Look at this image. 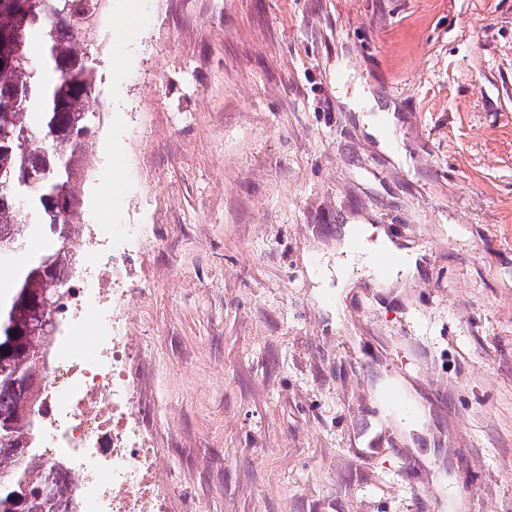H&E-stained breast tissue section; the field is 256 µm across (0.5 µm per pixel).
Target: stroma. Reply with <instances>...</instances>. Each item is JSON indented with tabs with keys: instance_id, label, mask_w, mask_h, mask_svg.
<instances>
[{
	"instance_id": "1",
	"label": "stroma",
	"mask_w": 512,
	"mask_h": 512,
	"mask_svg": "<svg viewBox=\"0 0 512 512\" xmlns=\"http://www.w3.org/2000/svg\"><path fill=\"white\" fill-rule=\"evenodd\" d=\"M128 3L90 48L133 147L93 218L153 227L137 370L175 512H512V0ZM349 224L413 276L337 280ZM382 399L392 413L401 418H410L418 414L417 408L406 399L397 386L389 387Z\"/></svg>"
}]
</instances>
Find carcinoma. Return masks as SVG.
<instances>
[{
  "mask_svg": "<svg viewBox=\"0 0 512 512\" xmlns=\"http://www.w3.org/2000/svg\"><path fill=\"white\" fill-rule=\"evenodd\" d=\"M0 8V244L33 237L54 243L0 293V512H54L57 500L36 471L26 401L39 340L55 329L53 306L66 286L78 211L75 176L89 142L96 94L85 47L101 0H18Z\"/></svg>",
  "mask_w": 512,
  "mask_h": 512,
  "instance_id": "cac0c4a2",
  "label": "carcinoma"
}]
</instances>
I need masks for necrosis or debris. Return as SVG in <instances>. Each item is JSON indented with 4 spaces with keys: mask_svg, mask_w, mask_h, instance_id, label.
Segmentation results:
<instances>
[{
    "mask_svg": "<svg viewBox=\"0 0 512 512\" xmlns=\"http://www.w3.org/2000/svg\"><path fill=\"white\" fill-rule=\"evenodd\" d=\"M69 286L54 316L63 336L39 348L35 390L46 475L62 485L57 512H168L174 495L161 474L162 450L149 434V407L133 366L139 356L130 286L133 247L143 225L75 224Z\"/></svg>",
    "mask_w": 512,
    "mask_h": 512,
    "instance_id": "1",
    "label": "necrosis or debris"
}]
</instances>
